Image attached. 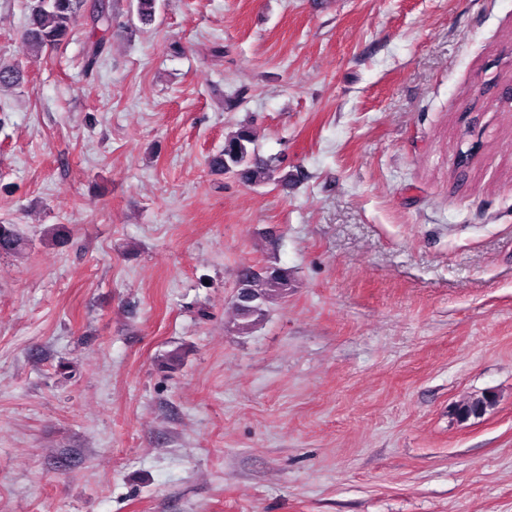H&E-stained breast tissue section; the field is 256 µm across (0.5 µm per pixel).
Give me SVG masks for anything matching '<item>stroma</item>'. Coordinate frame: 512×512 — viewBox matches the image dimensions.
<instances>
[{"instance_id":"1","label":"stroma","mask_w":512,"mask_h":512,"mask_svg":"<svg viewBox=\"0 0 512 512\" xmlns=\"http://www.w3.org/2000/svg\"><path fill=\"white\" fill-rule=\"evenodd\" d=\"M135 5L0 0V512H512V0ZM243 125L287 188L211 171ZM79 0H30L25 39L37 52L67 40L81 7ZM27 240L15 224H0V254H17L26 246ZM288 271L276 266L260 268L244 267L238 274L236 288L248 293L249 301L244 303L246 310L234 296L232 308L237 329H251L264 315L265 308L272 302L285 298L288 290Z\"/></svg>"}]
</instances>
